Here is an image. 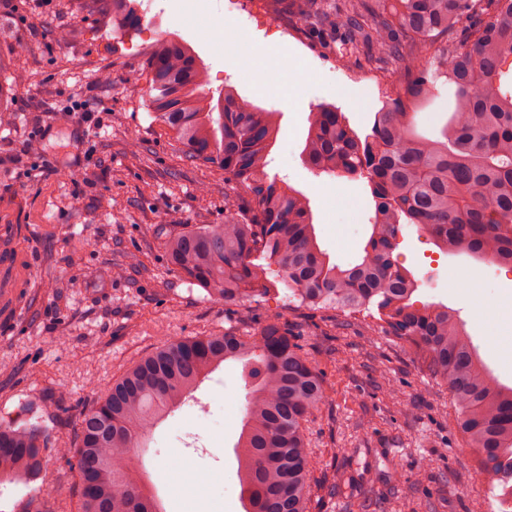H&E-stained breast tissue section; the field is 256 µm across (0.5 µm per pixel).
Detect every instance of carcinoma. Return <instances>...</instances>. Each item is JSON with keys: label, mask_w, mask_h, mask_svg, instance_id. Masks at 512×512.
<instances>
[{"label": "carcinoma", "mask_w": 512, "mask_h": 512, "mask_svg": "<svg viewBox=\"0 0 512 512\" xmlns=\"http://www.w3.org/2000/svg\"><path fill=\"white\" fill-rule=\"evenodd\" d=\"M305 9L338 20L346 52H370L403 74L363 135L336 108L317 107L303 150L318 173L367 178L375 212L361 259L336 264L318 242L308 198L268 173L275 113L230 89L210 95L193 48L169 38L146 60L151 115L187 158L224 168L247 204L222 224L168 232V267L226 306L276 288L275 270L302 306L335 307L349 318L376 307L390 333L447 385L482 482L512 479V387L491 375L455 311L414 300L418 283L394 259L402 226L413 224L447 252L512 263V0H305ZM105 10L116 30L139 26L132 0H106ZM441 85L452 110L428 138L411 108ZM226 361L241 364L246 390L236 443L244 512L255 499L264 512H311L317 480L306 422L328 387L278 316L248 336L175 337L155 347L82 410L72 448L59 447L39 421H1L0 484L26 481L36 507L25 512H53L46 470L54 456H68L79 512H158L139 443Z\"/></svg>", "instance_id": "cac0c4a2"}]
</instances>
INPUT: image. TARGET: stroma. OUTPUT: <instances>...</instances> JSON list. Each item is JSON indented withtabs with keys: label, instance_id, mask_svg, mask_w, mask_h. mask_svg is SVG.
I'll return each mask as SVG.
<instances>
[{
	"label": "stroma",
	"instance_id": "1",
	"mask_svg": "<svg viewBox=\"0 0 512 512\" xmlns=\"http://www.w3.org/2000/svg\"><path fill=\"white\" fill-rule=\"evenodd\" d=\"M148 22L114 30L103 0H0V85L14 121L0 127V226L18 259L0 262V419L41 418L73 447L79 413L99 387L171 336L231 329L246 334L281 314L330 391L308 425L322 487L312 512H482L486 486L477 454L455 422L446 384L378 320L307 308L279 288L236 306L211 300L171 271L160 226L220 224L243 191L215 164L186 158L149 111L147 53L165 37L191 45L208 88L235 87L275 111L271 170L308 197L320 244L338 264L358 260L373 202L365 180L318 175L302 151L318 105L369 128L401 71L391 62L342 56L344 31L311 28L303 0H269V23L224 10L225 0H148ZM232 34L226 45L199 23ZM299 31L283 38L273 26ZM97 112L84 138L64 115L76 102ZM399 262L420 282L419 301L440 302L464 321L492 375L512 386V365L484 338L512 345V322L480 326L451 276L478 274L487 293L512 305V269L441 252L407 227ZM241 370L228 362L144 443L148 474L177 457L193 512H243L235 444L244 413ZM222 485L215 501L198 471ZM344 483V491L333 483Z\"/></svg>",
	"mask_w": 512,
	"mask_h": 512
}]
</instances>
